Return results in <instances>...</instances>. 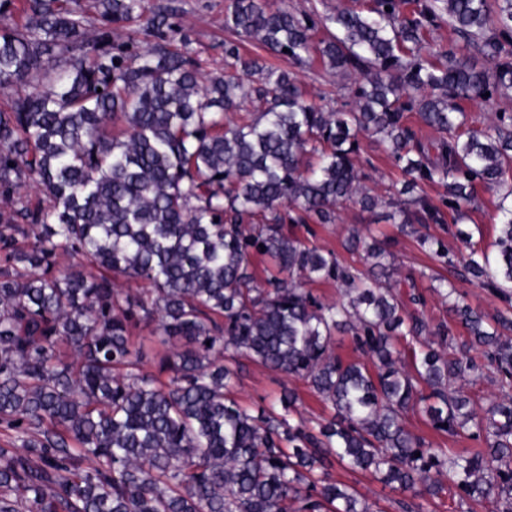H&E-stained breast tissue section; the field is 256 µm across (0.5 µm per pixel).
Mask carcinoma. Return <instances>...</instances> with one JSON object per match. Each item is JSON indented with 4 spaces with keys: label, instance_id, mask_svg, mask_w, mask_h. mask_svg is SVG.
<instances>
[{
    "label": "carcinoma",
    "instance_id": "1",
    "mask_svg": "<svg viewBox=\"0 0 512 512\" xmlns=\"http://www.w3.org/2000/svg\"><path fill=\"white\" fill-rule=\"evenodd\" d=\"M13 8L0 0V86L27 91L0 110V512H372L331 479L337 466L379 475L401 512L445 497L449 512H512V113L479 125L463 107L512 92V0L301 15L227 0L235 39L206 75L170 48L173 0H23L20 27L4 22ZM445 24L460 43L426 53ZM313 54L353 79L336 109L291 71ZM364 140L404 175L385 218L505 310L490 317L432 274L448 302L433 323L415 279L359 232L344 247L365 269L288 235L336 223L347 202L377 207ZM430 184L445 188L437 202ZM479 185L502 192L489 247L459 228ZM61 252L76 263L56 266ZM259 253L272 261L261 281ZM321 281L344 298L321 300ZM143 329L163 347L156 374ZM338 336L357 356L335 351ZM241 357L305 382L331 418H294L286 386L241 406ZM491 374L502 398L485 408L450 385ZM416 411L481 447L432 446L406 427Z\"/></svg>",
    "mask_w": 512,
    "mask_h": 512
}]
</instances>
